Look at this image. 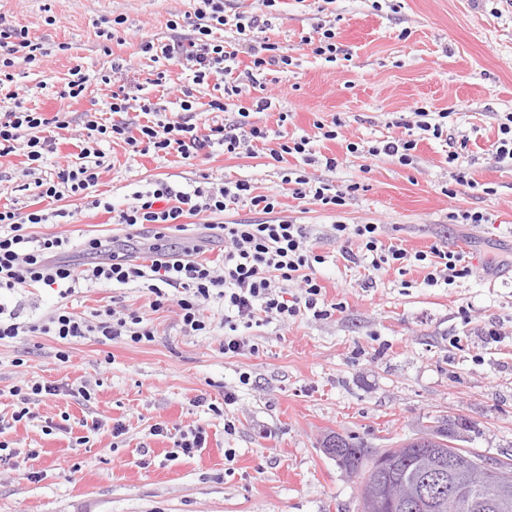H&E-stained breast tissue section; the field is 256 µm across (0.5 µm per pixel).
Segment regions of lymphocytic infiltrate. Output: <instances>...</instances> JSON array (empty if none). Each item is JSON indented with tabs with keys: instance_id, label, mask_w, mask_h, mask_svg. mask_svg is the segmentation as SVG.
Here are the masks:
<instances>
[{
	"instance_id": "obj_1",
	"label": "lymphocytic infiltrate",
	"mask_w": 512,
	"mask_h": 512,
	"mask_svg": "<svg viewBox=\"0 0 512 512\" xmlns=\"http://www.w3.org/2000/svg\"><path fill=\"white\" fill-rule=\"evenodd\" d=\"M183 22L192 28L190 37H175L161 45L146 40L140 45L142 53L162 57L186 73L187 82L179 89L177 112H168L165 105L146 94L147 87L166 86L167 71L155 70L141 83L125 79L128 64L123 59L115 60L111 73L103 75L79 66L71 69L61 98H82L89 86L98 82L110 85L112 94L105 108L112 119L104 123L89 121L79 154L66 163L48 162L58 150L59 131L69 126L66 114L50 115L25 105L26 99L37 97L44 90V83L20 86L12 93V107L0 113V158L14 154L21 143L26 147L30 170L47 166L51 172L34 181L37 208L0 206V293L37 284L53 290L64 301L76 289L92 284H136L152 294V311L177 307L182 331L193 336L210 335L212 323L205 319L202 305L216 302L224 307L221 348L225 355L235 356L248 345L247 330L273 321L285 327L301 317L324 319L338 311V304L327 303L324 298L316 277V266L324 258L310 245L305 225L285 217L257 224L217 221V214L242 203L258 212L273 213L279 205V194L255 193L247 180L215 183L206 172L199 173L198 185L176 188L158 181L152 190L134 194L125 207H115L96 192L100 175L107 169L103 142L122 141L136 156L174 154L191 166L220 154L238 156L266 144L273 162H284L289 156L302 160V168L289 171L283 178L284 184L290 185L293 198L327 211L345 207L367 185L355 182L340 190L325 182H311L305 170L306 165L317 160L330 171L339 166L336 155L315 158L313 144L321 138L336 139L342 125L340 118L328 123L314 121V134L299 137L286 131L287 114H280V128L275 132L251 121V112L267 111L272 104L265 93L267 71L276 68L284 73L292 64L287 49L270 39L271 23L264 12L230 16L224 10V0H194L193 11L185 14L183 21H170L169 27L177 29ZM229 25L235 28V39H218V31ZM47 54L43 43L31 39L28 29L0 15V83L13 81L16 59L31 63ZM209 82L222 90L220 96L209 101V111L233 110L238 114L236 120L194 124L195 88ZM248 87L257 95L246 108L239 106L238 100ZM450 116L446 110L436 118L421 108L410 117L395 116L391 125L398 128V135L379 141L367 153L373 157L384 154L409 165L417 147L411 131L418 129L431 133L433 138H442ZM66 199L72 200V207H63ZM86 208L104 210L111 223L117 225L152 228L155 242L150 262L139 261L127 247L109 246L101 239L91 238L83 247L98 260L79 270L65 258L70 237L62 233L35 235L30 231L31 226L48 223L52 218L62 224L77 223ZM199 225L223 240L222 263L199 258L194 249L179 252L166 246L170 235L192 232ZM334 229L337 238L358 241L361 251L348 253L351 262L364 256L378 270L429 260L433 263V270L427 275L431 286H450L473 274L453 250L436 248L429 254H411L406 249L384 245L377 224L338 223ZM32 333L56 337L67 347L89 336L97 337L104 345L122 336L135 344L155 337L154 328L134 312L121 317L115 309L108 308L92 322L70 312L62 303L47 318L25 321L19 309L0 301V341Z\"/></svg>"
}]
</instances>
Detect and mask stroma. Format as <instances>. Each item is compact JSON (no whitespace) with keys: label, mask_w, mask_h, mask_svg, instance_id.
I'll return each instance as SVG.
<instances>
[{"label":"stroma","mask_w":512,"mask_h":512,"mask_svg":"<svg viewBox=\"0 0 512 512\" xmlns=\"http://www.w3.org/2000/svg\"><path fill=\"white\" fill-rule=\"evenodd\" d=\"M191 7V0H0V14L51 50L34 63L17 60L0 99L15 86L46 82L30 105L67 112L71 125L58 153L73 154L86 115L103 110L112 88L97 83L82 99L60 98L70 69L105 73L119 57L140 80L166 68L163 100L175 101L182 70L144 56L140 43L167 42L168 20ZM115 13L124 17L121 41L107 54L97 31ZM272 13L269 36L293 64L286 74L268 72L274 101L252 121L273 130L286 112L288 132L301 136L312 133L314 120L340 117L338 138L314 148L341 156V164L333 172L317 166L307 172L339 189L365 177L369 188L332 213L294 199L282 182L283 165L270 164L264 153L219 155L205 169L216 182L247 179L258 192L279 190L273 215L306 225L325 258L316 272L323 293L342 310L325 320L253 328L249 341L258 352L228 358L220 346L224 312L213 302L204 310L212 335L189 336L175 310L151 311L150 293L134 285L82 288L64 301L36 286L15 289L8 299L26 319L63 303L85 318L113 305L147 314L157 335L141 344L103 345L90 336L66 346L43 334L0 342V419L10 420L17 408L11 390L27 381L90 392L86 400L41 398L31 406L32 419L0 434L18 452L0 466V512H360L358 481L325 454L324 437L338 433L391 448L436 417L464 419V447L491 460L512 459V165L490 155L500 119L512 113V0H500L494 13L471 0H393L379 11L372 0H277ZM323 21L335 24L347 57L329 63L302 44ZM457 104L462 114L449 118L448 140L422 134L411 165L368 155L386 138L395 113ZM461 140L466 147L449 164V144ZM350 142L359 153H347ZM102 148L110 169L97 190L119 206L154 180L182 188L196 178L195 167L174 155L135 157L120 141ZM456 165L475 185L451 198L443 190ZM457 209L487 213L489 221H449ZM337 221L384 225L383 242L411 252L463 251L477 272L453 286H430L420 266L402 274L348 262L343 251L358 244L337 239ZM121 234L107 214L83 211L68 258L83 265L85 240ZM491 328L500 330L498 339L488 337ZM63 349L70 352L65 362L58 358ZM244 373L251 377L246 385L239 382ZM228 387L236 394L231 405L224 402ZM228 417L237 424L232 435L224 432ZM96 418L105 428L87 433L85 422ZM60 421L68 431L48 432L49 423ZM116 422L125 426L118 437L110 430ZM158 424L203 428L206 444L184 455L172 438L153 435ZM230 448L231 463L224 458Z\"/></svg>","instance_id":"stroma-1"}]
</instances>
